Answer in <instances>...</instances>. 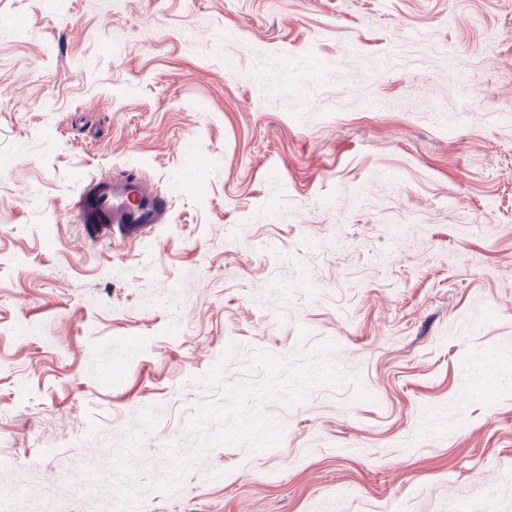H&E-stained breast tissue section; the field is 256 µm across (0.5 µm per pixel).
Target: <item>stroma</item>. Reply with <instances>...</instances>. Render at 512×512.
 Here are the masks:
<instances>
[{
  "mask_svg": "<svg viewBox=\"0 0 512 512\" xmlns=\"http://www.w3.org/2000/svg\"><path fill=\"white\" fill-rule=\"evenodd\" d=\"M127 172L167 223H76ZM11 482L512 512V0H0Z\"/></svg>",
  "mask_w": 512,
  "mask_h": 512,
  "instance_id": "1",
  "label": "stroma"
}]
</instances>
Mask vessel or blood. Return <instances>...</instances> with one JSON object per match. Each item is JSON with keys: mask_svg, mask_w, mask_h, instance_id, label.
Wrapping results in <instances>:
<instances>
[{"mask_svg": "<svg viewBox=\"0 0 512 512\" xmlns=\"http://www.w3.org/2000/svg\"><path fill=\"white\" fill-rule=\"evenodd\" d=\"M71 210L80 223L109 224L133 238L153 224L165 223L168 207L147 181L129 176H104L79 190Z\"/></svg>", "mask_w": 512, "mask_h": 512, "instance_id": "vessel-or-blood-1", "label": "vessel or blood"}]
</instances>
